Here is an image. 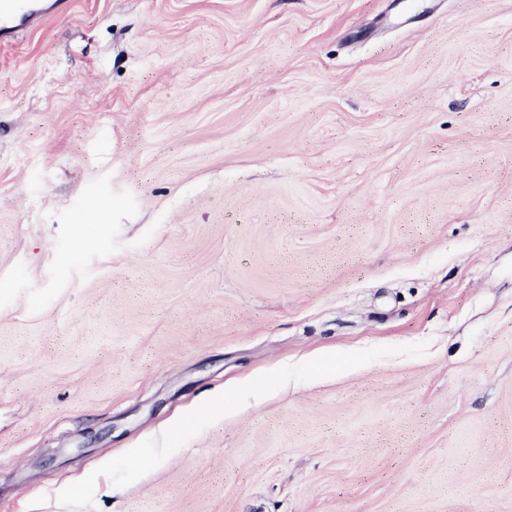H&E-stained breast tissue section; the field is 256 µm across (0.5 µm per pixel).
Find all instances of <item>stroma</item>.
Segmentation results:
<instances>
[{
  "mask_svg": "<svg viewBox=\"0 0 512 512\" xmlns=\"http://www.w3.org/2000/svg\"><path fill=\"white\" fill-rule=\"evenodd\" d=\"M0 512H512V0L0 43Z\"/></svg>",
  "mask_w": 512,
  "mask_h": 512,
  "instance_id": "obj_1",
  "label": "stroma"
}]
</instances>
